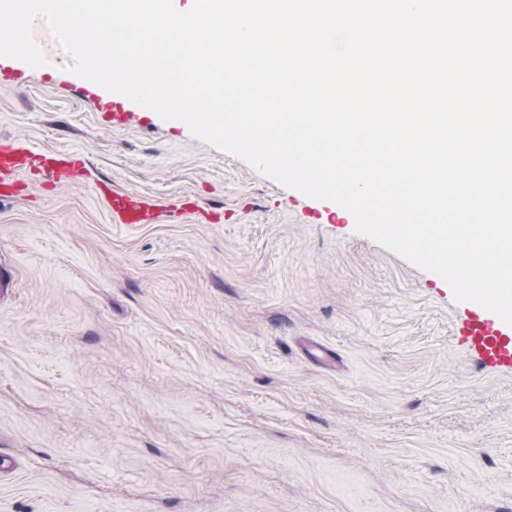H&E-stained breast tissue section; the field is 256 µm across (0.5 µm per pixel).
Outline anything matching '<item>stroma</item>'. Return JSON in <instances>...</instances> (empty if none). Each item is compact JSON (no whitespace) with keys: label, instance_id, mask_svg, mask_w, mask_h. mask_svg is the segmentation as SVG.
Returning <instances> with one entry per match:
<instances>
[{"label":"stroma","instance_id":"35a3bbf8","mask_svg":"<svg viewBox=\"0 0 512 512\" xmlns=\"http://www.w3.org/2000/svg\"><path fill=\"white\" fill-rule=\"evenodd\" d=\"M69 65L0 85V138L164 209L115 224L84 183L0 201V512H512V374L449 285L190 128L106 122Z\"/></svg>","mask_w":512,"mask_h":512}]
</instances>
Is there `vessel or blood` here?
<instances>
[{
  "label": "vessel or blood",
  "instance_id": "obj_1",
  "mask_svg": "<svg viewBox=\"0 0 512 512\" xmlns=\"http://www.w3.org/2000/svg\"><path fill=\"white\" fill-rule=\"evenodd\" d=\"M33 78L31 72L15 68L10 58L0 57V84L23 86ZM84 98L103 112L108 121H124L126 96L101 90L98 85L83 87ZM40 175L50 183H91L94 193L105 199L113 223L128 227L156 223L161 206L151 196L135 191H116L110 183L94 181L85 159L68 150L36 152L22 139L0 142V197L10 196L23 175ZM471 351L485 366L499 372L512 373V326L502 322L493 312L470 303L468 316L459 328Z\"/></svg>",
  "mask_w": 512,
  "mask_h": 512
}]
</instances>
